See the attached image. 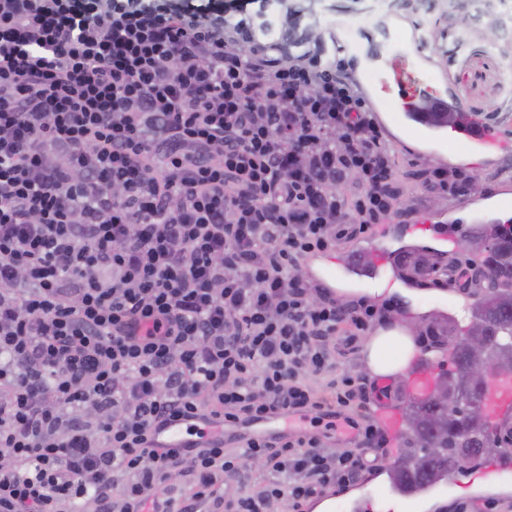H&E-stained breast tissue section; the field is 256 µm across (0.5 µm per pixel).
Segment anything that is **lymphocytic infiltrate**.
I'll list each match as a JSON object with an SVG mask.
<instances>
[{
  "label": "lymphocytic infiltrate",
  "instance_id": "1",
  "mask_svg": "<svg viewBox=\"0 0 512 512\" xmlns=\"http://www.w3.org/2000/svg\"><path fill=\"white\" fill-rule=\"evenodd\" d=\"M395 176L323 52L175 0H0V512H305L374 467L360 377L303 376L376 309L316 297L299 262L414 215ZM288 412L310 434L149 446L160 420Z\"/></svg>",
  "mask_w": 512,
  "mask_h": 512
}]
</instances>
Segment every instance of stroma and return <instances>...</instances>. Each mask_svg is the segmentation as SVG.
I'll list each match as a JSON object with an SVG mask.
<instances>
[{
  "label": "stroma",
  "mask_w": 512,
  "mask_h": 512,
  "mask_svg": "<svg viewBox=\"0 0 512 512\" xmlns=\"http://www.w3.org/2000/svg\"><path fill=\"white\" fill-rule=\"evenodd\" d=\"M270 16L289 18V31L308 47L331 46L335 38L357 39L360 33H373L364 44L365 53L386 56L398 50L394 40L382 32L399 19L420 22L427 32L422 54H436L447 75L449 90L464 104L489 115H496L501 132L512 138V0H433L431 6L409 9L403 0H286L269 8ZM398 185L404 198H415L437 166L432 158H409L404 152L394 155ZM478 188L430 197L425 210L437 215L456 211L466 216L468 203L486 204L501 194L512 174L495 165L473 174ZM318 295L331 296L339 303L373 304L378 314L372 324L380 329L395 323L407 327L415 348L426 344L425 323L441 315L456 327L471 322L470 300L448 292L435 281L421 288L399 286L376 291L374 282L337 277L336 281H316ZM400 449H386L378 473H362L363 492L372 494L377 512H458L475 507L471 484L473 470L465 468L437 484L427 495L406 496L392 486L387 469Z\"/></svg>",
  "instance_id": "obj_1"
}]
</instances>
